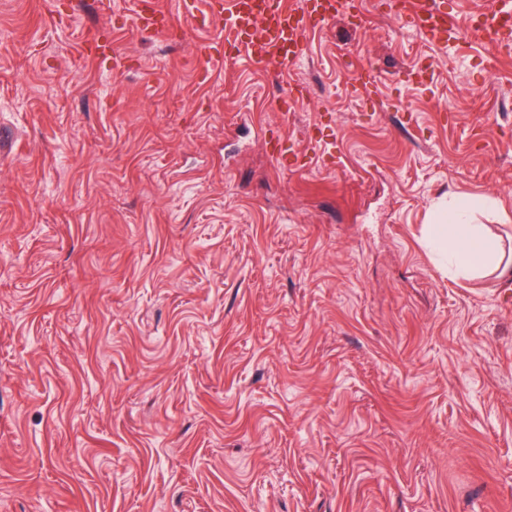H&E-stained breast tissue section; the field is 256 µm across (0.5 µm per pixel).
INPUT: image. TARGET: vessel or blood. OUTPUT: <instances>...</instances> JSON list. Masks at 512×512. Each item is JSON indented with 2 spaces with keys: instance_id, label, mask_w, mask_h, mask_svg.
Returning a JSON list of instances; mask_svg holds the SVG:
<instances>
[{
  "instance_id": "b4317fda",
  "label": "vessel or blood",
  "mask_w": 512,
  "mask_h": 512,
  "mask_svg": "<svg viewBox=\"0 0 512 512\" xmlns=\"http://www.w3.org/2000/svg\"><path fill=\"white\" fill-rule=\"evenodd\" d=\"M342 4L343 0H214V13L221 27L236 32L237 53L254 64L288 72L297 65L309 30L341 14ZM136 8L141 30L165 35L169 18L159 0H136ZM410 23L434 46L462 41L474 31L497 53L512 52V0H483L463 29L449 21L441 0H420L410 9Z\"/></svg>"
}]
</instances>
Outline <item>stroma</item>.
Instances as JSON below:
<instances>
[{"mask_svg": "<svg viewBox=\"0 0 512 512\" xmlns=\"http://www.w3.org/2000/svg\"><path fill=\"white\" fill-rule=\"evenodd\" d=\"M161 2L0 0V512H512V281L427 241L465 193L512 246V56L356 0L204 80ZM139 15V27L143 31H149L158 36H164L166 25L170 22L167 11L159 1L137 0L135 2ZM311 147L309 146L307 150L301 151H293L288 154V152H284L281 147H278V143L274 145L272 149V156L275 157L280 165L285 170H292L297 168H308L310 164L309 151Z\"/></svg>", "mask_w": 512, "mask_h": 512, "instance_id": "stroma-1", "label": "stroma"}]
</instances>
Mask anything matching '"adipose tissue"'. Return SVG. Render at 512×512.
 I'll use <instances>...</instances> for the list:
<instances>
[{
	"mask_svg": "<svg viewBox=\"0 0 512 512\" xmlns=\"http://www.w3.org/2000/svg\"><path fill=\"white\" fill-rule=\"evenodd\" d=\"M478 199L455 196L451 205L436 209L430 217V237L440 252L446 254L461 275L487 266L501 276L512 275V265L498 258L490 236L473 222Z\"/></svg>",
	"mask_w": 512,
	"mask_h": 512,
	"instance_id": "obj_1",
	"label": "adipose tissue"
}]
</instances>
